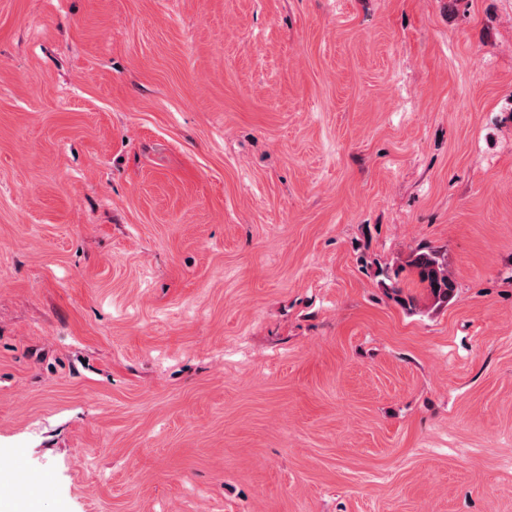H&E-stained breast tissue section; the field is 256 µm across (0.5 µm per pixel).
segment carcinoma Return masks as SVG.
Returning a JSON list of instances; mask_svg holds the SVG:
<instances>
[{"instance_id":"obj_1","label":"carcinoma","mask_w":512,"mask_h":512,"mask_svg":"<svg viewBox=\"0 0 512 512\" xmlns=\"http://www.w3.org/2000/svg\"><path fill=\"white\" fill-rule=\"evenodd\" d=\"M406 268L415 274L419 283L426 289L427 298L432 305L442 307L454 300L456 284L440 250L431 246H418L410 250L398 265L379 270L383 280L390 282V290L396 296V300L413 311L419 306L417 297L404 296L402 289L397 287L399 275Z\"/></svg>"}]
</instances>
